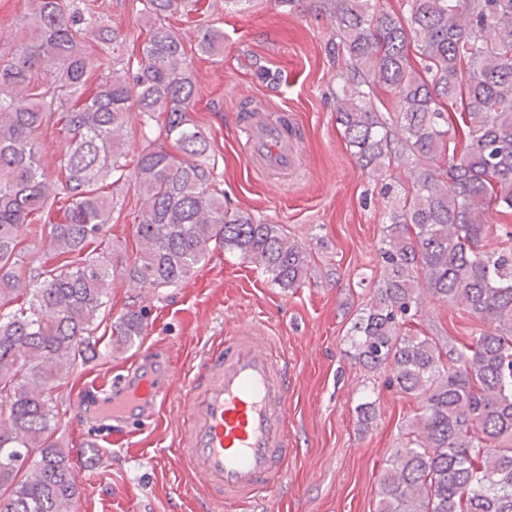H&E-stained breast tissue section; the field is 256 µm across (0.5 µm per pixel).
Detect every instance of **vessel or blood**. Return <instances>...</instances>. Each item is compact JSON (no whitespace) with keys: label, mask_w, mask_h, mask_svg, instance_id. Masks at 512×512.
Segmentation results:
<instances>
[{"label":"vessel or blood","mask_w":512,"mask_h":512,"mask_svg":"<svg viewBox=\"0 0 512 512\" xmlns=\"http://www.w3.org/2000/svg\"><path fill=\"white\" fill-rule=\"evenodd\" d=\"M236 121L251 164L275 170L295 165L298 139L269 123L260 110ZM175 382L176 395L149 377L123 374L91 380L85 390L96 396L121 389L120 404L98 410L99 418L110 422L108 440L116 446L131 438L130 410L147 402L157 419L172 397H179L176 452L183 471L207 490L214 507L249 512L265 502L297 457L288 427L296 371L280 342L262 326L238 325Z\"/></svg>","instance_id":"vessel-or-blood-1"}]
</instances>
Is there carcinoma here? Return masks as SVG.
Listing matches in <instances>:
<instances>
[{
  "label": "carcinoma",
  "mask_w": 512,
  "mask_h": 512,
  "mask_svg": "<svg viewBox=\"0 0 512 512\" xmlns=\"http://www.w3.org/2000/svg\"><path fill=\"white\" fill-rule=\"evenodd\" d=\"M197 2L143 0L150 30L136 69L114 57L93 88L83 40L119 50L96 0H30L28 41L0 63V512H71L77 481L56 438L53 389L93 357L116 268L137 284L174 287L219 246L282 288L308 277L312 250L280 224L225 208L216 188L208 137L191 117V61L165 23ZM319 9L347 58L336 114L361 165L383 173L411 160V188L383 225V277L351 328L356 362L390 373L421 404L380 476L379 512H512V247L484 245L490 208L512 213V0H404L401 12L381 0H321ZM197 51L221 54L224 33L199 25ZM132 108L148 145L129 174ZM160 118L161 142L148 138ZM50 122L66 140L64 179L54 184L38 149ZM129 175L144 204L135 257L94 253L112 220L104 187ZM40 217L55 256L85 258L23 287L19 232ZM425 292L494 328L437 344L414 326ZM144 328L143 311L126 312L113 323L112 349Z\"/></svg>",
  "instance_id": "1"
}]
</instances>
